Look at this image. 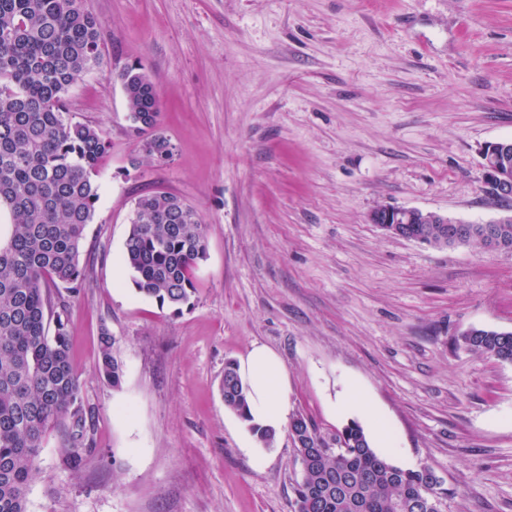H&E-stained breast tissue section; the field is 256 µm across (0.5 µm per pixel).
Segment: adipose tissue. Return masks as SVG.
Instances as JSON below:
<instances>
[{
    "label": "adipose tissue",
    "instance_id": "ef3b65f1",
    "mask_svg": "<svg viewBox=\"0 0 512 512\" xmlns=\"http://www.w3.org/2000/svg\"><path fill=\"white\" fill-rule=\"evenodd\" d=\"M247 388L252 424L279 432L289 422L288 375L279 355L263 344L253 345L238 365Z\"/></svg>",
    "mask_w": 512,
    "mask_h": 512
}]
</instances>
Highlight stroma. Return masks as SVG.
Listing matches in <instances>:
<instances>
[{"label":"stroma","instance_id":"35a3bbf8","mask_svg":"<svg viewBox=\"0 0 512 512\" xmlns=\"http://www.w3.org/2000/svg\"><path fill=\"white\" fill-rule=\"evenodd\" d=\"M100 66L71 86L110 143L69 297L86 416L79 471L52 430L28 512H293L288 433L255 468L225 410L226 360L281 357L292 414L331 435L347 383L377 408L398 466L432 468L446 512H512V364L465 350L512 331V252L434 248L369 220L382 206L469 224L505 214L480 150L512 139V0H82ZM140 64L176 146L163 166L127 133L117 71ZM170 192L200 214L207 256L181 314L138 294L122 262L135 200ZM114 338L123 378L99 373ZM113 338L108 332H102L101 335V359L100 372L103 378L112 384V387H118L121 384L123 370L117 359L112 355Z\"/></svg>","mask_w":512,"mask_h":512}]
</instances>
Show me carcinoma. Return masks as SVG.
<instances>
[{"instance_id": "obj_1", "label": "carcinoma", "mask_w": 512, "mask_h": 512, "mask_svg": "<svg viewBox=\"0 0 512 512\" xmlns=\"http://www.w3.org/2000/svg\"><path fill=\"white\" fill-rule=\"evenodd\" d=\"M101 28L80 0H0V207L12 218L0 238V512H28L29 481L48 430L83 422L61 292L71 296L86 286L79 256L108 142L99 126L72 117L65 95L81 73L101 64ZM120 82L128 133L154 162L169 163L175 145L161 128L151 76L131 65ZM463 228L465 244L491 247L485 225ZM493 230L497 246L511 249L512 224ZM206 255L204 225L193 207L165 192L135 200L122 261L138 294L182 312ZM460 343L512 364V332L471 328ZM112 346L102 332L100 372L117 387L123 370ZM220 392L224 408L248 420L232 361L224 364ZM289 433L301 461L294 512H427L426 502L448 497L430 468L397 466L356 421L328 436L298 414Z\"/></svg>"}]
</instances>
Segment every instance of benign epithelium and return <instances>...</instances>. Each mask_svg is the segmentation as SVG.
I'll use <instances>...</instances> for the list:
<instances>
[{"label": "benign epithelium", "mask_w": 512, "mask_h": 512, "mask_svg": "<svg viewBox=\"0 0 512 512\" xmlns=\"http://www.w3.org/2000/svg\"><path fill=\"white\" fill-rule=\"evenodd\" d=\"M483 169V182L490 187L496 199L506 207L512 206V140H500L486 144L480 152ZM370 222L392 234L407 238L410 224H433L429 238L417 236L413 241L433 247H446L457 243L461 231L457 221L447 216L418 208L383 206L373 210Z\"/></svg>", "instance_id": "7a95c632"}]
</instances>
